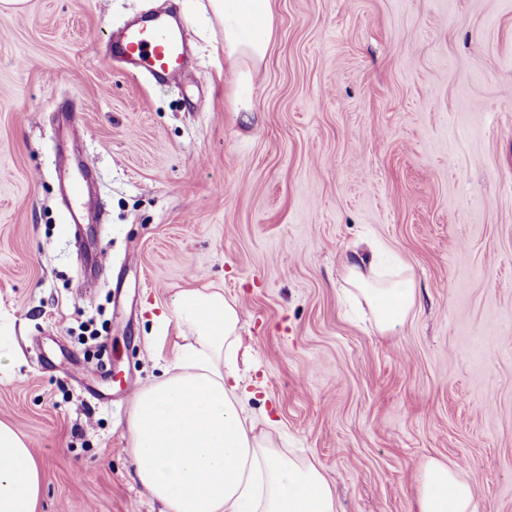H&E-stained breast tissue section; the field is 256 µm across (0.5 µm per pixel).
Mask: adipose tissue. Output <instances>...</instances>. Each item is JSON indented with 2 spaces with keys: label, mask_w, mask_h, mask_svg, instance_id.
<instances>
[{
  "label": "adipose tissue",
  "mask_w": 512,
  "mask_h": 512,
  "mask_svg": "<svg viewBox=\"0 0 512 512\" xmlns=\"http://www.w3.org/2000/svg\"><path fill=\"white\" fill-rule=\"evenodd\" d=\"M224 29V59L252 85L272 39L271 0H210ZM379 246L356 252L343 279L382 334L415 309L407 266L382 278ZM190 344L176 347L163 378L133 397L131 453L143 491L165 512H338L321 467L274 447L244 408L236 303L220 288H184L158 317ZM41 478L23 437L0 422V512H36ZM418 512H476V491L457 466L427 459L417 477Z\"/></svg>",
  "instance_id": "obj_1"
}]
</instances>
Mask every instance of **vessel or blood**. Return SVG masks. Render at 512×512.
Returning a JSON list of instances; mask_svg holds the SVG:
<instances>
[{
	"mask_svg": "<svg viewBox=\"0 0 512 512\" xmlns=\"http://www.w3.org/2000/svg\"><path fill=\"white\" fill-rule=\"evenodd\" d=\"M113 55L126 59L133 72H145L159 84L179 83L182 76L184 44L175 27L166 19L151 17L129 27L112 43ZM95 161L83 157L65 184V192L72 201L83 199L88 190L84 178L93 169Z\"/></svg>",
	"mask_w": 512,
	"mask_h": 512,
	"instance_id": "b4317fda",
	"label": "vessel or blood"
}]
</instances>
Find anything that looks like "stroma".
I'll list each match as a JSON object with an SVG mask.
<instances>
[{
  "mask_svg": "<svg viewBox=\"0 0 512 512\" xmlns=\"http://www.w3.org/2000/svg\"><path fill=\"white\" fill-rule=\"evenodd\" d=\"M168 9L189 53L169 87L108 49ZM272 11L241 112L208 0L0 9V421L40 465L37 512H163L117 381L161 375L185 339L153 316L190 286L237 304L245 407L340 512H416L430 457L512 512V0ZM81 154L77 229L58 175ZM366 237L416 288L385 335L343 291Z\"/></svg>",
  "mask_w": 512,
  "mask_h": 512,
  "instance_id": "35a3bbf8",
  "label": "stroma"
}]
</instances>
